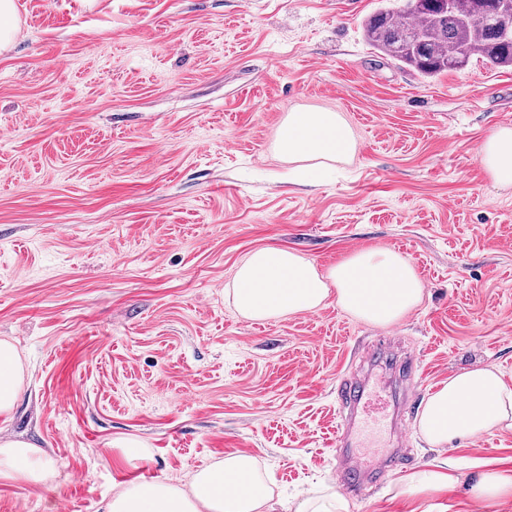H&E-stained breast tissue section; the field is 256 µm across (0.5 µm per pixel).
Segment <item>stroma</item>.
<instances>
[{
	"label": "stroma",
	"mask_w": 512,
	"mask_h": 512,
	"mask_svg": "<svg viewBox=\"0 0 512 512\" xmlns=\"http://www.w3.org/2000/svg\"><path fill=\"white\" fill-rule=\"evenodd\" d=\"M405 0H16L0 53V340L25 378L0 438L56 463L0 479V512H102L114 484L186 485L255 455L274 503L337 491L336 387L385 340L373 385L411 424L413 461L375 473L350 512H512L475 500L485 461L512 472V430L430 447L415 422L448 377L512 387V187L477 158L512 126V67L472 59L424 78L380 55L365 20ZM297 109L342 113L354 157L289 181L274 151ZM324 271L361 250L407 258L421 303L377 326L328 302L242 317L228 295L255 250ZM417 358L402 385V351ZM148 451L126 459V444ZM449 460L448 489L404 478Z\"/></svg>",
	"instance_id": "1"
}]
</instances>
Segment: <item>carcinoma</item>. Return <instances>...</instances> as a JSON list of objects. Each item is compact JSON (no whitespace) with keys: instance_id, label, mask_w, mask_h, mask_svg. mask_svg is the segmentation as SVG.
Segmentation results:
<instances>
[{"instance_id":"cac0c4a2","label":"carcinoma","mask_w":512,"mask_h":512,"mask_svg":"<svg viewBox=\"0 0 512 512\" xmlns=\"http://www.w3.org/2000/svg\"><path fill=\"white\" fill-rule=\"evenodd\" d=\"M368 44L422 77L457 70L482 58L512 67V14L497 0H407L395 12L379 8L364 25Z\"/></svg>"}]
</instances>
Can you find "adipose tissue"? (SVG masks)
<instances>
[{"label": "adipose tissue", "instance_id": "1", "mask_svg": "<svg viewBox=\"0 0 512 512\" xmlns=\"http://www.w3.org/2000/svg\"><path fill=\"white\" fill-rule=\"evenodd\" d=\"M275 151L290 163L320 159L350 160L356 151L351 127L340 113L297 110L283 119ZM492 185L512 187V127L492 128L478 149ZM423 286L413 266L388 250H365L319 271L297 253L281 248L252 252L238 267L231 297L249 319L313 312L335 301L364 322L389 326L419 305ZM25 369L14 348L0 340V415L10 414L24 382ZM417 426L430 445L445 448L456 438L490 429H512V388L489 368L464 369L430 394ZM53 461L33 443L0 439V477L37 483L51 476ZM270 495L261 488L256 460L232 454L194 468L187 486L164 480L122 484L104 504V512H269Z\"/></svg>", "mask_w": 512, "mask_h": 512}]
</instances>
